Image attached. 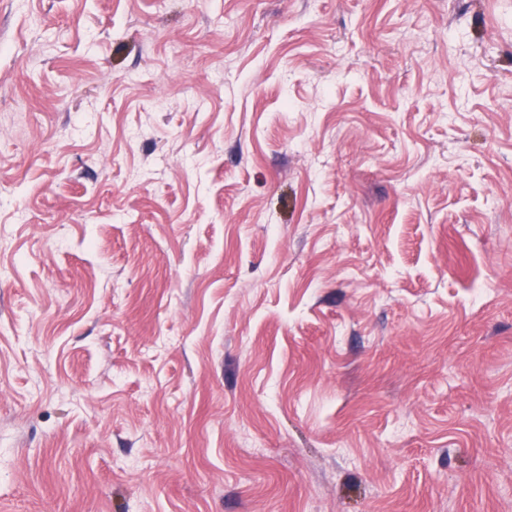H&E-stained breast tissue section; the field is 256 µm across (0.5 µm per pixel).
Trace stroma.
Returning <instances> with one entry per match:
<instances>
[{
  "mask_svg": "<svg viewBox=\"0 0 512 512\" xmlns=\"http://www.w3.org/2000/svg\"><path fill=\"white\" fill-rule=\"evenodd\" d=\"M0 512H512V0H0Z\"/></svg>",
  "mask_w": 512,
  "mask_h": 512,
  "instance_id": "stroma-1",
  "label": "stroma"
}]
</instances>
